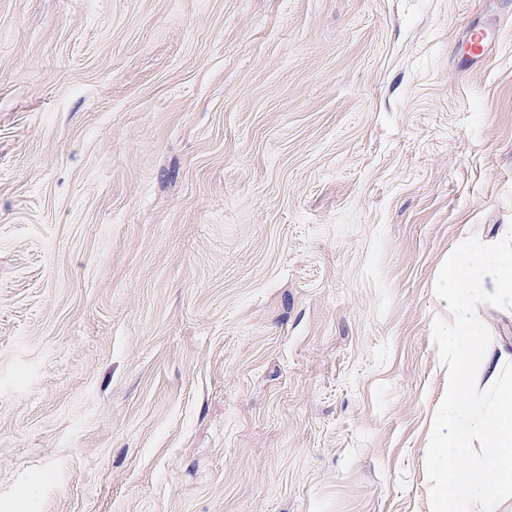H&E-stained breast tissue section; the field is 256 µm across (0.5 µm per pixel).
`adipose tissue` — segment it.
Listing matches in <instances>:
<instances>
[{"instance_id": "adipose-tissue-1", "label": "adipose tissue", "mask_w": 512, "mask_h": 512, "mask_svg": "<svg viewBox=\"0 0 512 512\" xmlns=\"http://www.w3.org/2000/svg\"><path fill=\"white\" fill-rule=\"evenodd\" d=\"M496 254L490 262L481 250L454 253L438 283L453 314L454 354L448 362L446 410L437 419V443L430 452L437 468L433 512H471L476 502L482 512H492L500 490L512 487V384L500 383L504 356L481 344L471 317L472 303L487 291L512 295V246ZM477 374L497 386L493 405L479 418L467 397ZM477 434L484 439L489 466L462 467L460 460Z\"/></svg>"}]
</instances>
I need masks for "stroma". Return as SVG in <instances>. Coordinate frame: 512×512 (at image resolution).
Instances as JSON below:
<instances>
[{"mask_svg": "<svg viewBox=\"0 0 512 512\" xmlns=\"http://www.w3.org/2000/svg\"><path fill=\"white\" fill-rule=\"evenodd\" d=\"M510 225L512 0H0V512H432Z\"/></svg>", "mask_w": 512, "mask_h": 512, "instance_id": "obj_1", "label": "stroma"}]
</instances>
